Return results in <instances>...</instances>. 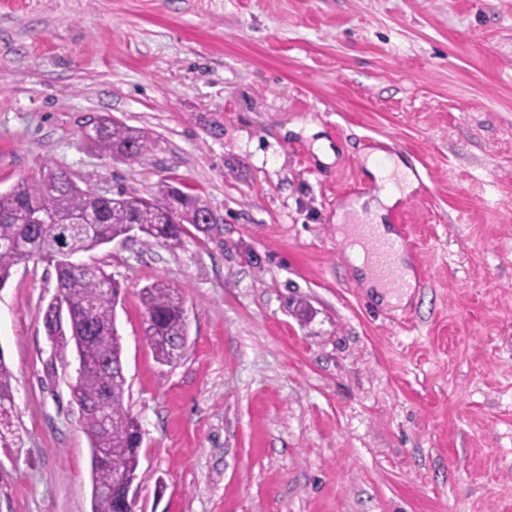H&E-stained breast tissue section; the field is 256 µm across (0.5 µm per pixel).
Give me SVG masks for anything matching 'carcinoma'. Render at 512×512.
<instances>
[{
    "mask_svg": "<svg viewBox=\"0 0 512 512\" xmlns=\"http://www.w3.org/2000/svg\"><path fill=\"white\" fill-rule=\"evenodd\" d=\"M149 135L124 124L109 123L88 139L91 148L114 155L133 147L126 159H137L147 146ZM61 212L92 211L100 215L98 224H81L74 244L87 253L128 235V225H137L140 235L174 250L189 234L186 225L201 231L199 220L211 213L197 194L182 193L178 205L171 202L167 188L150 198L137 191H121L107 199L71 183L68 172L49 162L39 174L25 178L6 192H0V288L13 275L16 265L35 255L47 257L57 248V237L49 224L23 223L31 208ZM63 287L72 294V325L64 329L44 310L43 325L52 338L54 351L63 361L77 346L99 363V369L71 385L76 404L87 407L85 421L93 448L106 449L109 462L92 468V484L102 492L92 493V512H130L129 484L137 478L141 432L139 423L124 407L126 381L122 374V345L115 328V309L121 301L120 283L101 268L66 271ZM143 313L153 317L146 340L156 359L163 364L178 360L182 340L187 338L183 302L171 286L154 282L140 290ZM12 374L0 354V441L9 434L14 394Z\"/></svg>",
    "mask_w": 512,
    "mask_h": 512,
    "instance_id": "carcinoma-1",
    "label": "carcinoma"
}]
</instances>
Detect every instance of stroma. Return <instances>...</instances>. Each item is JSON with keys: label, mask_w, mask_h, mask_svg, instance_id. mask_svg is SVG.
I'll list each match as a JSON object with an SVG mask.
<instances>
[{"label": "stroma", "mask_w": 512, "mask_h": 512, "mask_svg": "<svg viewBox=\"0 0 512 512\" xmlns=\"http://www.w3.org/2000/svg\"><path fill=\"white\" fill-rule=\"evenodd\" d=\"M107 114L137 160L82 138ZM427 279L394 298L351 259L385 192ZM80 187L173 181L217 227L86 253L119 281L134 512H512V0H0V191L46 162ZM177 288L157 362L139 291ZM53 266L0 289L13 434L0 512H91L90 440L43 312ZM368 169L374 175L377 181L384 182L390 178L396 181V178H398L400 180L406 179L405 184H407L410 179L409 169L399 160L390 162L387 169L381 168L370 160L368 162Z\"/></svg>", "instance_id": "stroma-1"}]
</instances>
